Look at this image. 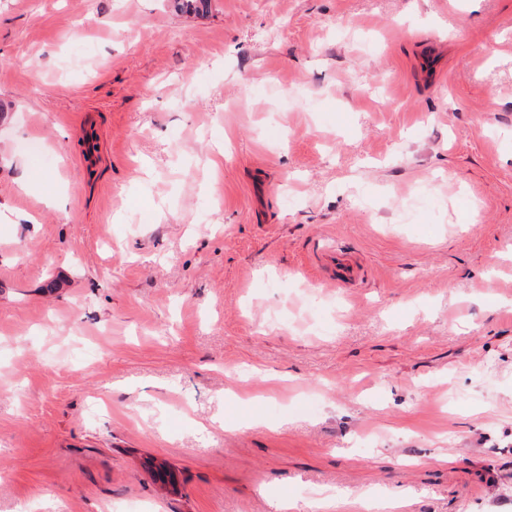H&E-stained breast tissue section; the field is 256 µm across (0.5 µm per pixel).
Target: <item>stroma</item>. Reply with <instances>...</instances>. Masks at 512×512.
Segmentation results:
<instances>
[{"instance_id": "obj_1", "label": "stroma", "mask_w": 512, "mask_h": 512, "mask_svg": "<svg viewBox=\"0 0 512 512\" xmlns=\"http://www.w3.org/2000/svg\"><path fill=\"white\" fill-rule=\"evenodd\" d=\"M375 497L512 512V0H0V512ZM328 262L332 268L330 279L336 283V286H355L359 279H361L359 270H356V268L343 260L339 254H329Z\"/></svg>"}]
</instances>
